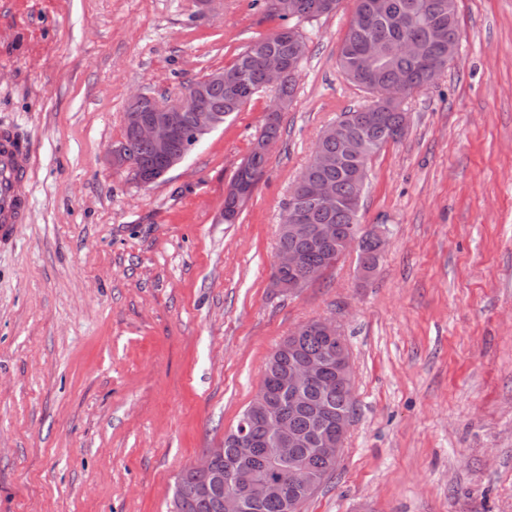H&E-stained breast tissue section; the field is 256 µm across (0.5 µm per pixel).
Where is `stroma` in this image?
Wrapping results in <instances>:
<instances>
[{"label":"stroma","instance_id":"obj_1","mask_svg":"<svg viewBox=\"0 0 512 512\" xmlns=\"http://www.w3.org/2000/svg\"><path fill=\"white\" fill-rule=\"evenodd\" d=\"M355 0L301 21L281 137L236 223L224 197L274 99L156 183L113 170L130 97H181L280 27L260 0H0V126L29 141V223L0 246V512H167L277 345L336 321L355 411L300 512H512V0H457L454 63L368 162L388 242L296 294L271 285L291 188L368 96L339 66Z\"/></svg>","mask_w":512,"mask_h":512}]
</instances>
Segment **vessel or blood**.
Listing matches in <instances>:
<instances>
[{
  "label": "vessel or blood",
  "mask_w": 512,
  "mask_h": 512,
  "mask_svg": "<svg viewBox=\"0 0 512 512\" xmlns=\"http://www.w3.org/2000/svg\"><path fill=\"white\" fill-rule=\"evenodd\" d=\"M0 162L9 170L0 181V243L9 242L16 225L30 219L28 199L17 193V184L27 181L30 171V149L26 138L18 131L0 129Z\"/></svg>",
  "instance_id": "obj_1"
}]
</instances>
